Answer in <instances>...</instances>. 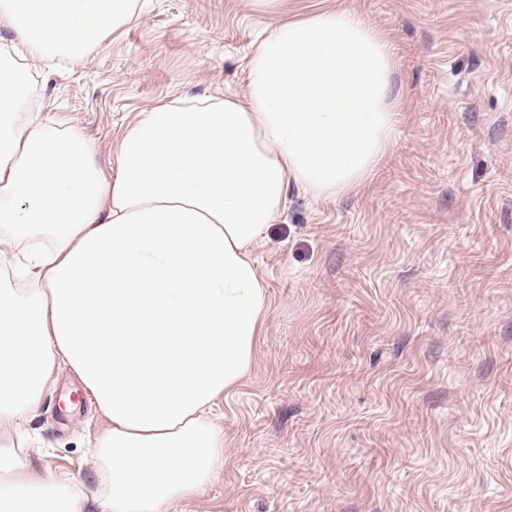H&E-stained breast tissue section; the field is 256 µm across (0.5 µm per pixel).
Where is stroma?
Returning <instances> with one entry per match:
<instances>
[{
  "label": "stroma",
  "mask_w": 512,
  "mask_h": 512,
  "mask_svg": "<svg viewBox=\"0 0 512 512\" xmlns=\"http://www.w3.org/2000/svg\"><path fill=\"white\" fill-rule=\"evenodd\" d=\"M336 9L394 47L395 136L359 192L289 187L252 253L268 312L218 404L224 468L176 512H512V0H147L33 95L110 170L139 113L246 97L268 30ZM107 427L60 366L28 462L95 492Z\"/></svg>",
  "instance_id": "1"
}]
</instances>
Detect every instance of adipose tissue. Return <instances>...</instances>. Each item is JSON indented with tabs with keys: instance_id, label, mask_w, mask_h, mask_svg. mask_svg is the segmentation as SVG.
I'll return each mask as SVG.
<instances>
[{
	"instance_id": "1",
	"label": "adipose tissue",
	"mask_w": 512,
	"mask_h": 512,
	"mask_svg": "<svg viewBox=\"0 0 512 512\" xmlns=\"http://www.w3.org/2000/svg\"><path fill=\"white\" fill-rule=\"evenodd\" d=\"M138 0H0L32 57L76 60L132 23ZM394 48L351 10L279 22L249 65L248 100L140 113L116 175L81 133L30 102L0 42V512H172L224 468L214 409L253 363L267 312L251 249L289 185L362 188L389 149ZM109 420L98 487L38 473L13 450L59 365Z\"/></svg>"
}]
</instances>
